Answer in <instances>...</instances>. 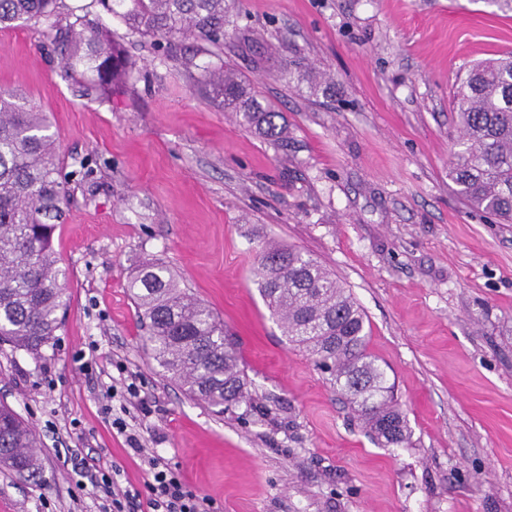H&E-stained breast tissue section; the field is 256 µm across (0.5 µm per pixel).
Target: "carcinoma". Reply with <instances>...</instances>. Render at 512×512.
Returning a JSON list of instances; mask_svg holds the SVG:
<instances>
[{"instance_id": "carcinoma-1", "label": "carcinoma", "mask_w": 512, "mask_h": 512, "mask_svg": "<svg viewBox=\"0 0 512 512\" xmlns=\"http://www.w3.org/2000/svg\"><path fill=\"white\" fill-rule=\"evenodd\" d=\"M94 8L142 38L169 46L197 40L181 64L199 70L208 100L263 139L284 144L288 130L280 113L224 68V0H89L73 8L65 0H0V29L46 25L78 92L120 91L135 79L137 65L90 18ZM199 56L210 61L200 66ZM453 110L461 136L448 180L470 208L512 224V55L468 66ZM51 127L48 113L22 94L0 92V341L36 353L53 342L65 307L54 235L68 203V174ZM254 275L288 342L327 375L375 443H409L406 417L367 352V316L340 282L301 250L271 244L260 248ZM127 288L147 328L151 358L191 398L221 414L242 404L254 410L237 345L207 304L163 264L144 265ZM0 467L43 482L34 428L2 404Z\"/></svg>"}]
</instances>
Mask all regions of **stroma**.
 Wrapping results in <instances>:
<instances>
[{
    "label": "stroma",
    "mask_w": 512,
    "mask_h": 512,
    "mask_svg": "<svg viewBox=\"0 0 512 512\" xmlns=\"http://www.w3.org/2000/svg\"><path fill=\"white\" fill-rule=\"evenodd\" d=\"M224 62L282 112L281 149L210 105L163 47L104 25L137 61L133 90L80 95L42 26L0 30V90L49 112L70 169L54 236L66 307L52 345L0 342V403L39 436L46 482L0 471V512H98L64 460L140 459L103 386L135 380L130 432L219 512H512V224L452 191L453 97L465 65L512 51L488 0H227ZM305 73L289 81L288 62ZM303 250L350 290L368 350L412 431L367 436L271 316L264 241ZM168 266L239 341L262 414L190 399L142 345L127 282ZM93 369H85L87 360Z\"/></svg>",
    "instance_id": "obj_1"
}]
</instances>
